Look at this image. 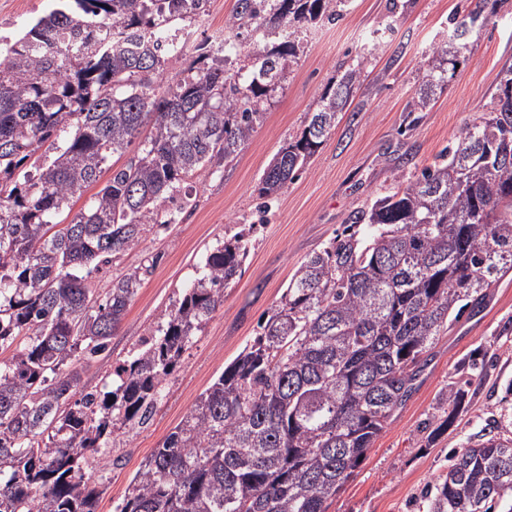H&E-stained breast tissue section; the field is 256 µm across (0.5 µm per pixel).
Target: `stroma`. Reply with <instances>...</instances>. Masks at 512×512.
Wrapping results in <instances>:
<instances>
[{
  "mask_svg": "<svg viewBox=\"0 0 512 512\" xmlns=\"http://www.w3.org/2000/svg\"><path fill=\"white\" fill-rule=\"evenodd\" d=\"M469 0H353L341 20L304 29L289 71L232 166L189 181L195 202L179 223L155 227L141 246L120 255L97 276L99 288L154 254L161 261L145 280L114 334L109 351L85 369L86 390L99 388L114 360L171 309L208 249L253 225L242 274L224 292V306L199 332L168 385L150 424L126 438L118 463L104 460L97 512H114L144 459L162 445L195 399L246 343L301 261L327 246L350 215L386 195L491 107L497 76L512 66V0H487L486 20L468 37L455 76L426 111L408 113L425 54L447 39L450 16ZM54 0H0V36H13L47 14ZM375 41L361 86L339 113L336 129L311 164L281 191L265 222L257 220L259 180L279 149L302 131L320 97ZM416 389L392 424L330 504L328 512H425L424 496L456 448L488 434L500 410L512 407V272L491 288L477 313L463 312L426 355ZM483 358L487 370L470 376ZM468 395L453 425L430 438L427 425L448 410L451 386Z\"/></svg>",
  "mask_w": 512,
  "mask_h": 512,
  "instance_id": "35a3bbf8",
  "label": "stroma"
}]
</instances>
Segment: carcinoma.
<instances>
[{"mask_svg": "<svg viewBox=\"0 0 512 512\" xmlns=\"http://www.w3.org/2000/svg\"><path fill=\"white\" fill-rule=\"evenodd\" d=\"M352 0H236L224 54L187 53L177 25L210 0H58L14 40L0 39V512H96V459L148 425L171 376L241 275L250 230L218 243L182 297L85 391L160 255L112 281L96 274L137 249L158 216L193 205L181 185L229 166L263 124L297 63V29L336 22ZM427 55L408 111L423 112L468 43ZM157 30L146 52L90 43L98 27ZM256 24L279 42L243 51ZM191 57L162 87L164 64ZM245 70L229 65L240 58ZM365 57L324 93L301 134L258 184L264 213L336 128ZM140 152L70 223L58 218L99 182L109 157ZM512 271V67L492 107L434 165L351 216L297 267L262 332L151 453L115 512H327L414 389L421 356L455 312L481 307ZM465 390L448 389L453 422ZM512 494V436L469 441L426 492V512H491Z\"/></svg>", "mask_w": 512, "mask_h": 512, "instance_id": "carcinoma-1", "label": "carcinoma"}]
</instances>
